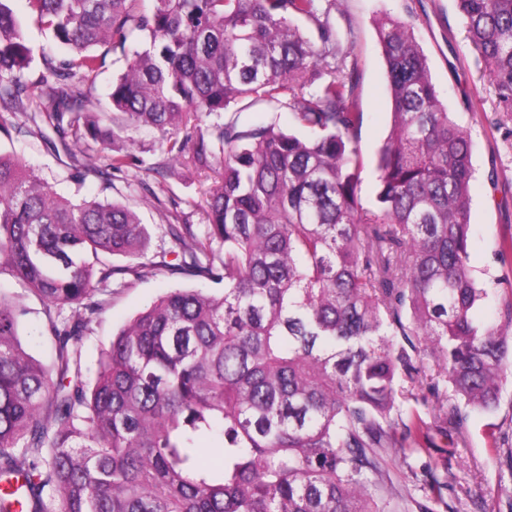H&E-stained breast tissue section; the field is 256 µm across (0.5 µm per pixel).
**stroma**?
Here are the masks:
<instances>
[{
    "label": "stroma",
    "mask_w": 512,
    "mask_h": 512,
    "mask_svg": "<svg viewBox=\"0 0 512 512\" xmlns=\"http://www.w3.org/2000/svg\"><path fill=\"white\" fill-rule=\"evenodd\" d=\"M12 8L35 55L26 77L30 92L36 94L40 91L37 78L44 70L41 56L52 41L30 18L26 0H14ZM384 14L413 21L443 103L469 132L475 168L470 266L478 280L492 286L481 314L502 318L512 303V265L494 260L493 253L501 242L512 239V134L494 124L495 89L469 50L456 0H336L331 20L342 36L344 50L357 62V91L364 113L360 144L366 157H373L391 125L385 68L374 26L375 18ZM131 137L129 149L147 165L163 164V174L137 168L113 172L111 148L91 141L82 144L80 151H70L53 126L43 125L36 135L20 116L13 118L8 132H0V151L14 155L63 196L108 198L131 207L151 235L144 264L170 262L174 255L167 227L175 222L203 223L201 192L207 182L193 166L168 160L158 132L136 130ZM74 165L85 172L84 184L71 181ZM192 285V280L159 273L132 280L125 288L100 292L103 310L84 340V378H94L99 351L137 312L167 289ZM0 290L21 297L29 308L21 340L32 356L48 362L51 342L41 301L6 275L0 277ZM463 432V440L454 447L433 428L428 452L387 457L383 479L396 493L393 512H512V459L507 456L512 449V382L504 386L496 410L470 413ZM434 481L449 485L439 502L429 490Z\"/></svg>",
    "instance_id": "stroma-1"
}]
</instances>
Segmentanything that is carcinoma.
<instances>
[{"label":"carcinoma","instance_id":"cac0c4a2","mask_svg":"<svg viewBox=\"0 0 512 512\" xmlns=\"http://www.w3.org/2000/svg\"><path fill=\"white\" fill-rule=\"evenodd\" d=\"M0 0V109L46 117L61 139L157 130L169 160L208 172L206 224H170L176 263L151 267L128 206L58 194L0 152V274L43 304L54 356L20 336L29 309L0 292V512H390L380 460L402 404L459 426L512 376V304L500 322L469 265L470 135L433 83L412 22L375 20L391 132L361 202L364 121L322 0H26L63 58L40 94L23 27ZM469 48L512 125V0H456ZM132 54L101 125L94 48ZM142 45L130 50L132 44ZM286 104L295 131L206 124L231 107ZM114 171L140 167L112 148ZM129 260L109 265L103 257ZM177 271L224 285L173 288L139 312L82 378L101 310L94 281ZM69 309L57 320L52 310ZM428 388H423V385ZM224 451L200 464L201 442Z\"/></svg>","mask_w":512,"mask_h":512}]
</instances>
